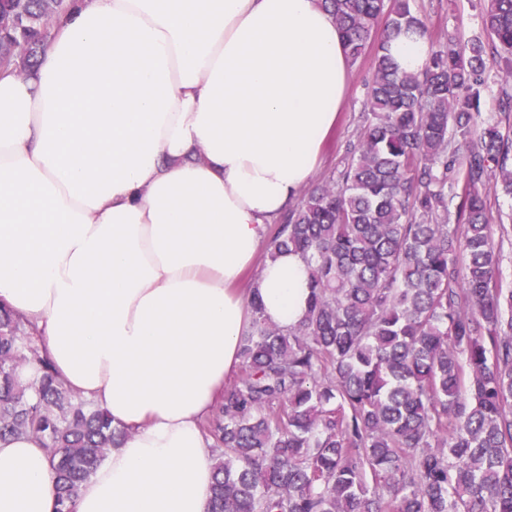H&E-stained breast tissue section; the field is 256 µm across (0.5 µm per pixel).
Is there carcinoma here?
I'll list each match as a JSON object with an SVG mask.
<instances>
[{
	"label": "carcinoma",
	"mask_w": 512,
	"mask_h": 512,
	"mask_svg": "<svg viewBox=\"0 0 512 512\" xmlns=\"http://www.w3.org/2000/svg\"><path fill=\"white\" fill-rule=\"evenodd\" d=\"M351 63L373 51L342 169L288 209L265 256H302L306 316L281 329L251 299L237 378L203 430L209 512H512V289L489 224L512 198V0H479L486 37L431 41L414 0H321ZM73 0H0V65L35 71ZM428 39L423 70L391 35ZM492 93L495 112H481ZM38 367L37 381L18 372ZM44 442L54 512L121 431L56 381L0 311V436Z\"/></svg>",
	"instance_id": "cac0c4a2"
}]
</instances>
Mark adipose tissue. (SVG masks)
<instances>
[{
  "label": "adipose tissue",
  "instance_id": "obj_1",
  "mask_svg": "<svg viewBox=\"0 0 512 512\" xmlns=\"http://www.w3.org/2000/svg\"><path fill=\"white\" fill-rule=\"evenodd\" d=\"M319 0H77L35 76L0 73V305L126 433L76 512H208L201 430L256 296L288 328L309 270L256 264L349 89ZM41 440L0 438V512H52Z\"/></svg>",
  "mask_w": 512,
  "mask_h": 512
}]
</instances>
